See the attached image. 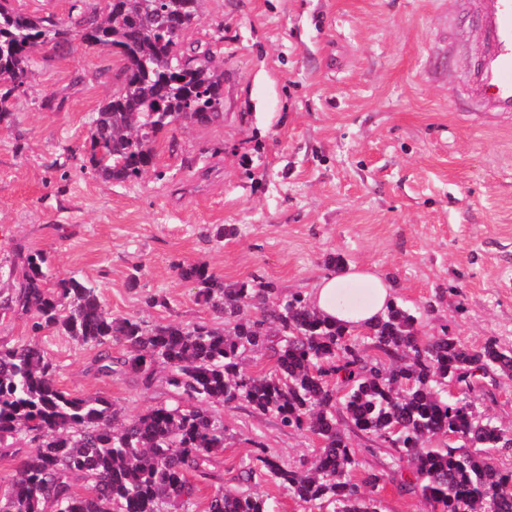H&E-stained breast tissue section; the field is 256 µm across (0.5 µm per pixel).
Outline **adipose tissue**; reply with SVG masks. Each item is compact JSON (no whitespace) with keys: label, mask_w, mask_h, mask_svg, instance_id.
Returning <instances> with one entry per match:
<instances>
[{"label":"adipose tissue","mask_w":512,"mask_h":512,"mask_svg":"<svg viewBox=\"0 0 512 512\" xmlns=\"http://www.w3.org/2000/svg\"><path fill=\"white\" fill-rule=\"evenodd\" d=\"M364 285L368 296L363 303L352 304L342 299L341 287L346 282ZM391 285L383 277L366 268L322 277L309 293L312 309L327 320L347 326H368L382 318L391 302Z\"/></svg>","instance_id":"obj_1"}]
</instances>
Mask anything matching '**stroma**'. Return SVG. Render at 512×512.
Segmentation results:
<instances>
[{"mask_svg":"<svg viewBox=\"0 0 512 512\" xmlns=\"http://www.w3.org/2000/svg\"><path fill=\"white\" fill-rule=\"evenodd\" d=\"M184 38L218 44L224 121L172 125L157 171L124 183L100 179L84 150L120 58L37 54L0 123V286L22 244L49 254V282L82 279L113 314L220 327L179 264L283 298L364 264L417 311L422 335L446 324L470 347L512 348V117L460 109L463 63L479 50L466 5L201 0ZM38 341L72 395L106 396L130 417L171 401L163 378L99 376L94 348L54 331ZM215 412L228 485L257 447L298 467L321 446L242 403Z\"/></svg>","mask_w":512,"mask_h":512,"instance_id":"35a3bbf8","label":"stroma"}]
</instances>
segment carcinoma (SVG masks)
Listing matches in <instances>:
<instances>
[{"label": "carcinoma", "instance_id": "carcinoma-1", "mask_svg": "<svg viewBox=\"0 0 512 512\" xmlns=\"http://www.w3.org/2000/svg\"><path fill=\"white\" fill-rule=\"evenodd\" d=\"M199 2L161 0L145 10L141 0L113 8L72 0L67 21L57 22L0 0V122L44 46L106 48L122 58L120 88L90 123V162L107 182L154 169L156 141L175 119L203 126L224 120V72L214 51L186 46L167 28L174 16L200 20ZM18 257L22 277L0 293L1 309L29 317L35 336L55 330L100 348L103 375L128 371L148 387L157 367H166L177 404L125 420L102 395L62 390L35 338L0 346V459L19 460L0 491V512H190L192 472L221 482L207 512H267L251 488L262 477L302 506L335 512H377L373 494L387 483L420 494L430 512H512V468L495 462L512 448V431L481 414L472 397L496 373L512 378V349L496 340L474 349L446 325L424 338L417 317L394 302L368 327L371 356L305 296L280 300L263 281L226 288L203 263L178 265L180 277L199 285L197 297L233 327L148 328L135 316H112L97 289L76 277L48 288L46 253L21 248ZM114 344L123 356H112ZM249 352L270 368L244 372ZM233 402L316 435L321 448L310 466L292 467L262 448L241 464L237 486L224 487L209 472L224 451V423L212 405ZM341 409L355 429L392 450L389 470L354 481L358 459L339 427ZM439 437L447 441L433 444Z\"/></svg>", "mask_w": 512, "mask_h": 512}]
</instances>
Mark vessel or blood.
<instances>
[{
  "mask_svg": "<svg viewBox=\"0 0 512 512\" xmlns=\"http://www.w3.org/2000/svg\"><path fill=\"white\" fill-rule=\"evenodd\" d=\"M482 53L465 65L478 111L512 114V0H480Z\"/></svg>",
  "mask_w": 512,
  "mask_h": 512,
  "instance_id": "obj_1",
  "label": "vessel or blood"
}]
</instances>
